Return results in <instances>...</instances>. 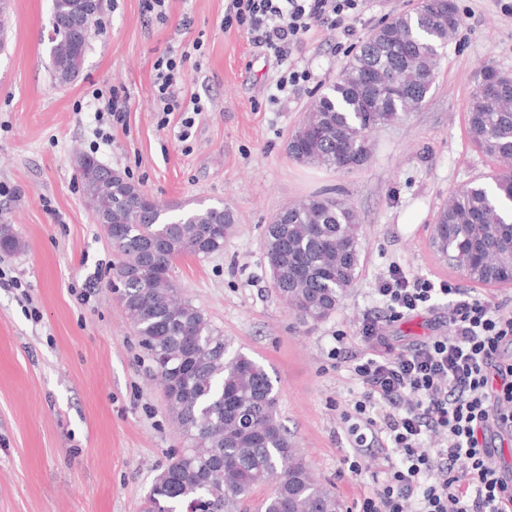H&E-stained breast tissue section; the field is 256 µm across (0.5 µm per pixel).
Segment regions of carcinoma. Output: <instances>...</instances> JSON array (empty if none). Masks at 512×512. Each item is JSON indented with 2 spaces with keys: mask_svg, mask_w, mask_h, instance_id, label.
<instances>
[{
  "mask_svg": "<svg viewBox=\"0 0 512 512\" xmlns=\"http://www.w3.org/2000/svg\"><path fill=\"white\" fill-rule=\"evenodd\" d=\"M51 0L49 55L56 78L83 68L87 33L101 0ZM461 19L453 0L417 6L374 29L318 94L288 152L300 163L353 171L367 161L371 134L425 102L436 80L435 60ZM376 72L404 92L390 97L370 83ZM495 98L468 112L470 139L491 158L512 160V76L487 68ZM89 204L106 217L104 230L119 256L113 268L119 302L152 363L167 408L181 427L184 449L156 476L142 512H249L255 489L273 485L256 512H342L336 496L317 484L293 436L282 424L271 377L232 349L205 314L181 297L173 279L182 256L224 249L235 222L226 207L169 213L145 204L125 176L106 178L96 157L80 159ZM512 170H491L451 192L436 220L439 253L468 280L512 284ZM264 258L271 285L303 324H317L342 304L361 265L354 210L329 193L284 208L265 229Z\"/></svg>",
  "mask_w": 512,
  "mask_h": 512,
  "instance_id": "1",
  "label": "carcinoma"
}]
</instances>
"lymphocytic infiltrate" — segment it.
<instances>
[{"mask_svg": "<svg viewBox=\"0 0 512 512\" xmlns=\"http://www.w3.org/2000/svg\"><path fill=\"white\" fill-rule=\"evenodd\" d=\"M366 0H226L224 27H247L251 42L283 70L275 81L287 94L303 77L294 51L317 30L352 35ZM201 42L153 64L158 112L183 115L179 138L188 141L195 118L210 101L184 97L185 65ZM376 293L386 316L368 317L361 350L345 343L337 360L351 363L362 391L340 413L358 447L346 458L363 472L362 447H376L379 471L359 512H512V305L389 268ZM455 296L448 331L427 341L395 345L390 320L429 310L436 295Z\"/></svg>", "mask_w": 512, "mask_h": 512, "instance_id": "f902f5d3", "label": "lymphocytic infiltrate"}]
</instances>
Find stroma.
<instances>
[{"mask_svg": "<svg viewBox=\"0 0 512 512\" xmlns=\"http://www.w3.org/2000/svg\"><path fill=\"white\" fill-rule=\"evenodd\" d=\"M0 49V224L21 246L0 253V512H141L153 478L184 446L151 364L112 285L118 261L86 201L78 158L89 153L120 171L161 205L188 210L224 205L235 223L221 252L185 256L174 276L233 346L264 365L283 425L316 480L343 512H355L370 474L352 476V443L339 413L362 387L337 362V337L356 342L375 293L393 265L468 287L436 254L430 232L449 194L497 168L468 134L477 74L489 65L512 74V0H456L462 22L439 57L425 103L370 138L367 163L352 172L297 162L288 140L320 88L336 79L365 36L411 10L416 0H367L353 36L315 32L293 55L308 81L274 103L278 68L246 31L224 30V0H173L170 17L144 15L141 0H103L82 71L54 80L50 0H9ZM202 41L205 66L186 95L211 100L188 142L181 113L159 126L152 65ZM128 102L111 143L96 136L92 92ZM329 192L361 225L362 264L341 306L300 324L275 294L263 255L267 224L289 204ZM451 302L391 322L396 344L439 334Z\"/></svg>", "mask_w": 512, "mask_h": 512, "instance_id": "35a3bbf8", "label": "stroma"}]
</instances>
